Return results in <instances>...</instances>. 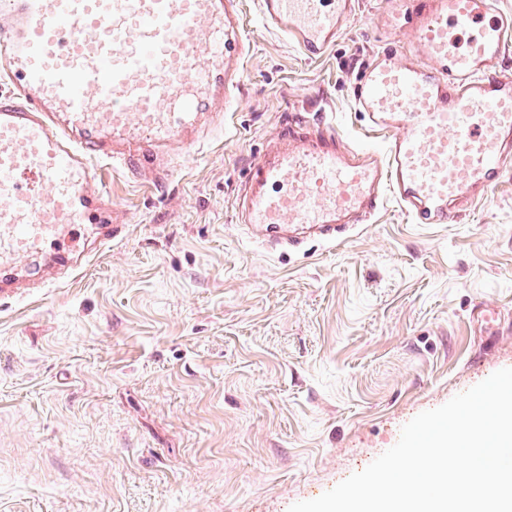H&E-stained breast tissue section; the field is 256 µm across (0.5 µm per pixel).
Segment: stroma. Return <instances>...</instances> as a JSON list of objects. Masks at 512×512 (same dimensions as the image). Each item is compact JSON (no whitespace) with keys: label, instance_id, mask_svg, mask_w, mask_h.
<instances>
[{"label":"stroma","instance_id":"35a3bbf8","mask_svg":"<svg viewBox=\"0 0 512 512\" xmlns=\"http://www.w3.org/2000/svg\"><path fill=\"white\" fill-rule=\"evenodd\" d=\"M241 9L223 128L173 158L164 189L105 174L122 238L88 236L78 270L31 257L0 296V512H288L512 368V167L456 224L390 198L345 240L288 252L237 224L291 114L362 142L356 80L403 39L384 0H360L309 61L256 0Z\"/></svg>","mask_w":512,"mask_h":512}]
</instances>
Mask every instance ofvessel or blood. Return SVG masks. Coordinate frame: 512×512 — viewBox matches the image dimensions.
Masks as SVG:
<instances>
[{"mask_svg":"<svg viewBox=\"0 0 512 512\" xmlns=\"http://www.w3.org/2000/svg\"><path fill=\"white\" fill-rule=\"evenodd\" d=\"M410 30L360 73L367 136L282 124L254 165L238 221L289 249L335 241L395 198L417 224L457 223L512 164V11L499 0H386ZM307 59L322 57L357 0H257ZM245 57L239 0H0V274L49 250L81 257L88 227L121 236L109 166L163 186L168 162L223 127L230 63Z\"/></svg>","mask_w":512,"mask_h":512,"instance_id":"obj_1","label":"vessel or blood"}]
</instances>
